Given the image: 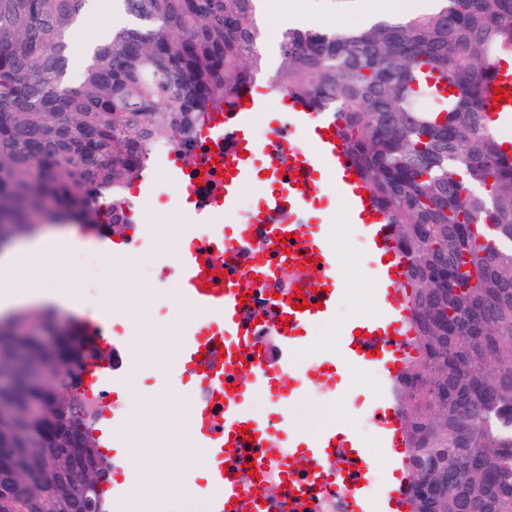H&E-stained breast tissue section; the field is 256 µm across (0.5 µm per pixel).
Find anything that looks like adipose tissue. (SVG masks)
<instances>
[{"mask_svg":"<svg viewBox=\"0 0 512 512\" xmlns=\"http://www.w3.org/2000/svg\"><path fill=\"white\" fill-rule=\"evenodd\" d=\"M76 245L72 242L54 244L45 237L36 236L13 249L0 253V315L21 307L39 304L64 307L80 315H94L103 309H118L133 334L127 337L128 348L140 360L163 366L180 356L175 338L177 327L186 321L197 320L199 311L188 304H178L176 314L167 322L147 320L138 310L129 306L123 292L102 288L90 296H83L80 286L62 291L48 284L17 287L13 284L16 272L24 267L33 269L46 257H53L59 267H66ZM156 410L146 411L139 403L127 406V423L134 435L130 445L117 451V464L126 467L129 459L145 449L161 444L169 431V412L165 394L156 397ZM165 499L178 502L179 512H208L205 499L188 490L178 472L166 464H156L139 470L135 489L128 501V512H150L155 501Z\"/></svg>","mask_w":512,"mask_h":512,"instance_id":"1","label":"adipose tissue"}]
</instances>
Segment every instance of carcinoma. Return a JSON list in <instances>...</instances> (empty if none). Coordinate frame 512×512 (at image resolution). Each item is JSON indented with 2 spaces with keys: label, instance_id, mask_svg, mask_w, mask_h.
Returning <instances> with one entry per match:
<instances>
[{
  "label": "carcinoma",
  "instance_id": "1",
  "mask_svg": "<svg viewBox=\"0 0 512 512\" xmlns=\"http://www.w3.org/2000/svg\"><path fill=\"white\" fill-rule=\"evenodd\" d=\"M87 2L0 0V247L46 223L123 233L157 147L185 155L266 73L258 0H120L132 22L73 79ZM511 53L512 0H440L359 30L290 27L269 77L336 114L408 258L409 512H512V154L482 111ZM114 358L78 321L0 320V512H106L114 463L85 375Z\"/></svg>",
  "mask_w": 512,
  "mask_h": 512
}]
</instances>
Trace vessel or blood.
<instances>
[{
  "label": "vessel or blood",
  "mask_w": 512,
  "mask_h": 512,
  "mask_svg": "<svg viewBox=\"0 0 512 512\" xmlns=\"http://www.w3.org/2000/svg\"><path fill=\"white\" fill-rule=\"evenodd\" d=\"M264 100L248 99L237 112H215L202 131L208 144L224 152L221 172L222 202L225 215H235L240 192L253 179L256 156L268 157L267 166L274 183L262 207L248 215L244 223L216 231L213 213L201 211V220L181 227L182 247L177 267L178 299L211 312L210 323H184L176 332L182 350L180 362L167 370V390L188 398L192 389L184 385L193 376L204 397L193 407V415L211 463L206 481L194 485L196 494L206 497L210 512H256L247 499L237 476L238 454L256 451L262 470H278L288 476V512H304L306 500L299 490L300 474L290 463L302 459L322 484L343 493L349 512H374L368 485L359 476L369 470L371 461L356 443L352 431L333 424L307 434L296 428L288 416V404L307 393L310 385L333 383L336 374L357 366L375 368L394 378L411 351L410 337L401 322L410 314V288L404 277L406 258L397 248L394 230L384 215L364 198L361 181L343 145L328 135L334 118L310 112L294 104L289 127H274L267 143L250 139L248 132L262 114ZM336 183L351 223L360 225L370 250L376 255V276L381 284L378 302L387 316L367 317L356 328L339 336L332 352L321 355L317 364L298 366L296 358L320 326L332 322L343 299L336 268V252L328 239L316 235L300 218L320 192V174ZM213 236L214 246L223 250V264L205 259L193 246L195 239ZM287 236V246L298 260L316 259L310 286L288 299H273L275 322L280 330L276 357L261 350L254 326L239 308L241 288L232 271L248 262L255 278L270 281L274 268L266 245L277 236ZM306 301V309L295 304ZM268 396L274 407V420H259L250 410L256 395ZM373 418L383 447L393 455L406 450L403 421L386 398H378Z\"/></svg>",
  "instance_id": "vessel-or-blood-1"
}]
</instances>
